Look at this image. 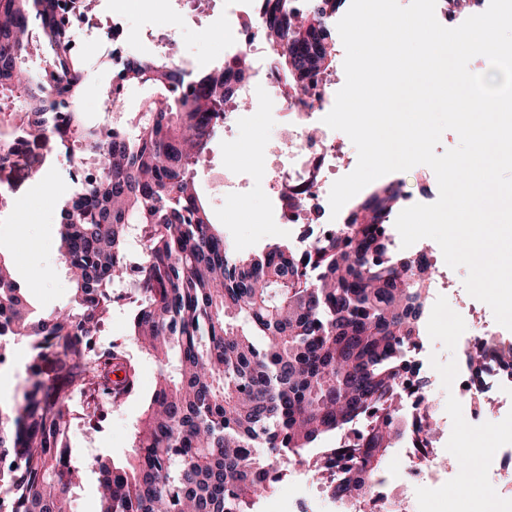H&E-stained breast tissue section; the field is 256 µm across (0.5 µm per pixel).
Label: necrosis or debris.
<instances>
[{
	"instance_id": "4bbe7bcc",
	"label": "necrosis or debris",
	"mask_w": 512,
	"mask_h": 512,
	"mask_svg": "<svg viewBox=\"0 0 512 512\" xmlns=\"http://www.w3.org/2000/svg\"><path fill=\"white\" fill-rule=\"evenodd\" d=\"M244 53L252 60V72L247 80L236 85V94L249 104L274 99L275 117L288 121L287 133L265 143L273 157L271 175L284 188L283 193L272 199L268 218L275 224H302L309 211L317 210L327 215L320 236L334 233L345 223L346 216H331L330 191L325 183L328 177L342 173L351 159L344 140L323 119L333 108L336 89L344 85L345 77L340 74L333 79L321 78L309 95L301 99L287 94L274 67V53L264 36L256 0H224V58L229 61ZM293 190L302 193L300 205L288 202L287 194ZM439 286L457 297L463 310L454 344L459 356L456 413L441 419L440 430L453 433L479 422L489 413L512 420V372L503 369L496 357H488L483 370L485 386L480 389L474 386V375L463 358L476 340L512 341V330L486 315L479 300L459 295L454 273L441 274ZM441 458V451L433 448L405 475L387 473L368 481L357 503V512H423L424 494H435L462 478L461 472L443 466Z\"/></svg>"
}]
</instances>
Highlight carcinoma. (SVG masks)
I'll return each instance as SVG.
<instances>
[{"mask_svg": "<svg viewBox=\"0 0 512 512\" xmlns=\"http://www.w3.org/2000/svg\"><path fill=\"white\" fill-rule=\"evenodd\" d=\"M68 2L65 13L62 0H0V125L96 171L59 214L72 308L36 311L0 246V337L25 338L33 351L19 393L0 405V512H73V396L87 397L94 431L137 382L130 358L94 348L116 286L133 290L132 336L161 372L125 461L87 463L99 512H255L286 476L283 460L303 461L355 504L405 437L423 450L437 430L406 412L433 264L390 249L400 188L377 186L304 253L273 244L241 256L212 224L196 176L226 110L243 106L234 86L249 56L204 72L167 55L125 58L106 94L105 135L80 108L85 65L73 42L89 4ZM341 3L309 0L299 11L293 0H262L275 68L294 93L333 67L326 15ZM36 53L46 63L38 74ZM133 86L147 94L131 110ZM355 426L356 437L319 447Z\"/></svg>", "mask_w": 512, "mask_h": 512, "instance_id": "carcinoma-1", "label": "carcinoma"}]
</instances>
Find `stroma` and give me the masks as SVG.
Masks as SVG:
<instances>
[{
  "label": "stroma",
  "mask_w": 512,
  "mask_h": 512,
  "mask_svg": "<svg viewBox=\"0 0 512 512\" xmlns=\"http://www.w3.org/2000/svg\"><path fill=\"white\" fill-rule=\"evenodd\" d=\"M117 0H102L99 13L93 19L91 32H78L76 52L86 66V80L80 101L87 119L101 123L105 115V92L112 83V65L108 58L113 47H120L124 55L155 57L164 53V41L177 43L181 54L194 57L199 69L212 67L222 46L224 29V0H211L202 8L199 21H192L183 7L169 8L163 0H141L128 15L120 44H112L104 29L112 21ZM156 29L161 42L149 47L144 43L145 32ZM270 130L267 118L259 113L250 115L236 137L241 147L233 154H225L223 139L211 145L212 165L233 164L262 171L266 163L260 153L251 149ZM41 167L45 183L32 182L26 176L28 166ZM53 184L59 201H66L74 190L65 159L45 149L33 147L23 154L11 169L0 173V185L8 188L10 208L0 214V242L5 243L6 258L11 262L17 282L25 288L30 302L38 311L71 307L73 293L67 270L59 253L57 222L59 212L54 206L42 203L45 184ZM200 188L205 197L211 221L223 231L226 239L243 253L258 254L265 247L291 243L303 231L302 225L269 224L265 221L269 197L273 192L267 180H258L247 192L237 198H228L223 188L211 180L210 172L200 176ZM112 315L103 328L99 341L124 351L138 366V384L134 394L107 409L93 436H86L80 416L81 402H74L75 419L71 426L70 443L77 461L93 454H103L114 463L123 462L131 452L134 426L159 380L160 366L142 355L131 336V317L134 312V294L131 289H116ZM459 316V307L447 292H437L427 301L423 317L422 353L413 356L414 376L423 383L429 398L453 407L452 396L457 374V363L452 349L453 326Z\"/></svg>",
  "instance_id": "35a3bbf8"
}]
</instances>
